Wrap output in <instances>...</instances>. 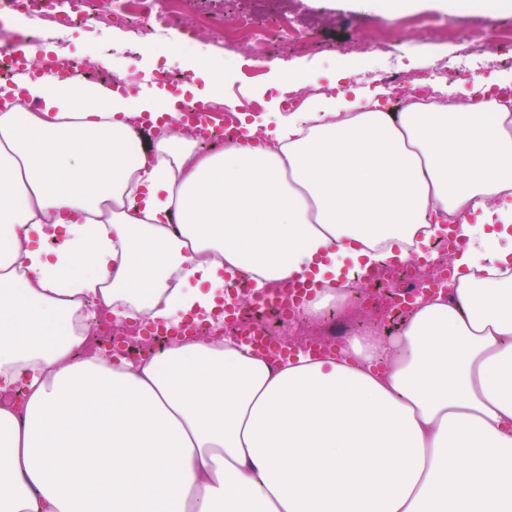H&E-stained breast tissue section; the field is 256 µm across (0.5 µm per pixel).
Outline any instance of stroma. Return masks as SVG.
Here are the masks:
<instances>
[{
  "label": "stroma",
  "mask_w": 512,
  "mask_h": 512,
  "mask_svg": "<svg viewBox=\"0 0 512 512\" xmlns=\"http://www.w3.org/2000/svg\"><path fill=\"white\" fill-rule=\"evenodd\" d=\"M251 0H182L179 11L183 24L194 29V40L181 46L179 55H172L167 46L153 47L149 53L131 55L128 34L120 26L102 28L92 34L80 28H64L59 32L69 52L84 60L91 72L106 68L109 74L131 82L133 94H151L164 89L167 95L181 100L197 99L207 92L205 77L191 68L197 46L210 49L213 67L224 72V93L212 102L216 120L225 115L249 111L275 115L281 111L284 71L316 74L334 71L340 76L335 91L348 86L376 87L383 85V70L388 57L364 50L363 44L377 35H387L396 44L402 69L416 72L422 81L436 85L433 66L455 64L464 59L467 75L512 78V65L490 63L486 54L466 52L456 33L468 27L481 31L491 24L505 37H512V13L487 10H465L448 14L434 8L431 0H423L420 8L399 18L356 5L355 0H288L279 6L281 27L299 31L297 42L276 46V65L256 64L251 56L253 40L239 32V14L252 11ZM221 23L234 42L232 54H225L212 32V23ZM176 75L174 84H167L165 75Z\"/></svg>",
  "instance_id": "1"
}]
</instances>
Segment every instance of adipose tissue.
<instances>
[{"instance_id":"1","label":"adipose tissue","mask_w":512,"mask_h":512,"mask_svg":"<svg viewBox=\"0 0 512 512\" xmlns=\"http://www.w3.org/2000/svg\"><path fill=\"white\" fill-rule=\"evenodd\" d=\"M490 89L319 93L209 152L161 92L0 83V393L25 389L0 400V512H512V106ZM420 231L464 242L448 295L325 358L210 336L115 361L79 325L89 300L144 329L209 316L230 277L312 278L315 317Z\"/></svg>"}]
</instances>
